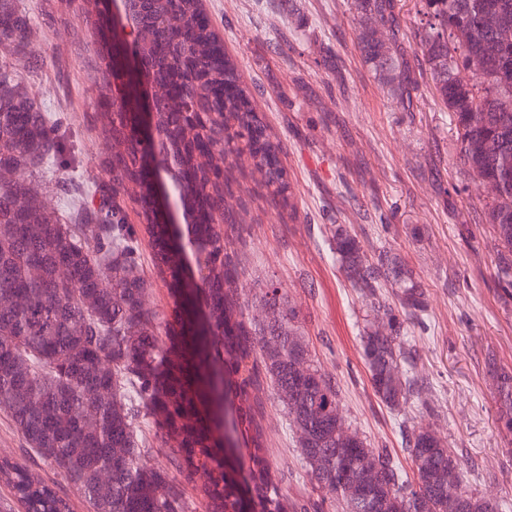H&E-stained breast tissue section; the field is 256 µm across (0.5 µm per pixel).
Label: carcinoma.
<instances>
[{"instance_id": "1", "label": "carcinoma", "mask_w": 512, "mask_h": 512, "mask_svg": "<svg viewBox=\"0 0 512 512\" xmlns=\"http://www.w3.org/2000/svg\"><path fill=\"white\" fill-rule=\"evenodd\" d=\"M18 0H0V173L38 174L64 165L63 139L8 56L29 45L30 18ZM429 30L420 52L425 70L458 134L469 169L497 187L486 203L512 287V0H420ZM359 34L371 64L407 106L417 80L399 43L395 0H362ZM135 43L148 63L156 103L160 168L181 183L193 216L181 247L159 221L157 189L131 145L124 105H114L104 77L103 126L113 142L109 180L87 186L61 177L52 207L30 184L0 176V413L28 449L79 491L92 512H239L240 489L226 470L224 379H236L241 411L258 444L250 448L253 512H298L271 478L262 442V382L270 383L293 430L313 489L347 512H498V504L462 491L456 456L429 426L406 440L408 477L390 455L337 421L338 391L321 371L295 325L281 289L250 314L238 290L229 231L241 223L236 173L248 166L257 188L293 216L291 183L252 92L202 12L201 0H137ZM389 29L379 42L374 25ZM472 71L471 83L456 78ZM129 194L154 253V274L174 297L170 321L144 304L152 278L138 255V231L117 203ZM152 207H139L142 198ZM336 260L369 304L373 320L361 336L375 395L397 410L418 397L403 369L408 351L394 308L379 301L386 280L400 289L408 316L421 311L420 284L398 256H371L341 225L331 228ZM194 258L197 280L170 258ZM499 421L512 432V368L490 362ZM167 448L155 461V443ZM0 482L24 512H72L56 484L7 456Z\"/></svg>"}]
</instances>
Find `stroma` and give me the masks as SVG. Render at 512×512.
Returning a JSON list of instances; mask_svg holds the SVG:
<instances>
[{"label": "stroma", "mask_w": 512, "mask_h": 512, "mask_svg": "<svg viewBox=\"0 0 512 512\" xmlns=\"http://www.w3.org/2000/svg\"><path fill=\"white\" fill-rule=\"evenodd\" d=\"M205 14L255 95L293 184L295 220L242 175L245 205L234 234L238 280L249 303L270 284L286 293L311 355L336 384L342 414L372 447L411 470L405 436L429 424L457 457L462 488L512 512V433L498 423L488 358L512 366V287L497 278L498 246L483 213L486 194L460 158L456 130L417 53L426 23L419 0H397L400 41L419 88L403 107L371 65L358 35L364 17L353 0H202ZM32 40L17 56L22 81L44 109L63 117L75 166L34 175L53 192L56 176L95 182L106 176L107 135L96 114L101 47L79 6L20 0ZM342 224L369 254L389 250L412 271L426 310L404 326L420 398L404 410L375 395L361 355L369 309L331 251ZM264 438L272 474L289 501L333 512L313 490L294 433L271 388H264ZM0 454L57 481L74 512H90L75 487L35 459L0 414Z\"/></svg>", "instance_id": "stroma-1"}]
</instances>
